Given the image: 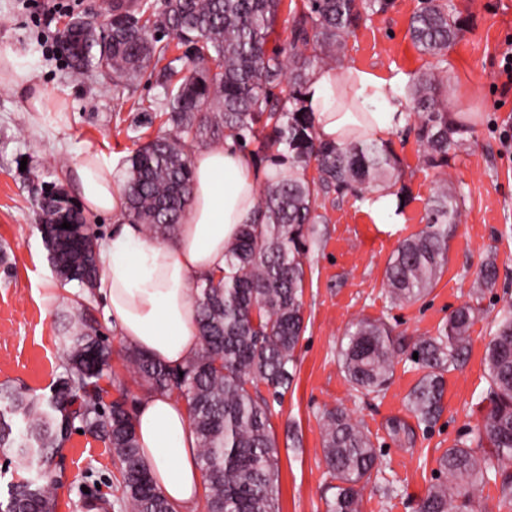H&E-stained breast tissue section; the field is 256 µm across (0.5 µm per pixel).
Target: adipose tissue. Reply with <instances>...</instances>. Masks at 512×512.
<instances>
[{"instance_id": "1", "label": "adipose tissue", "mask_w": 512, "mask_h": 512, "mask_svg": "<svg viewBox=\"0 0 512 512\" xmlns=\"http://www.w3.org/2000/svg\"><path fill=\"white\" fill-rule=\"evenodd\" d=\"M0 85L27 90V110L45 112L34 72L9 51L0 53ZM405 98L403 85L358 65L315 69L303 96L319 139L339 145L388 138L406 122ZM188 152L192 199L166 241L149 239L141 225L125 221L121 175L95 148H86L63 173L88 217L114 223L99 247L103 273L96 288L108 325L126 344L170 367L181 366L201 347L192 290L197 282L223 277L228 246L257 216L261 178L254 158L234 137L192 145ZM136 433L143 461L176 512H198L202 472L186 406L167 393L143 399Z\"/></svg>"}]
</instances>
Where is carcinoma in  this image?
I'll return each instance as SVG.
<instances>
[{"instance_id":"1","label":"carcinoma","mask_w":512,"mask_h":512,"mask_svg":"<svg viewBox=\"0 0 512 512\" xmlns=\"http://www.w3.org/2000/svg\"><path fill=\"white\" fill-rule=\"evenodd\" d=\"M394 0H112V19L80 27L59 52L76 74L95 73L120 98L149 75L163 99L141 109L135 129L152 126L157 114L166 129L140 144L126 159V219L156 237L181 224L192 197L193 172L187 143H211L230 135L266 163L258 220L242 227L226 252L224 278L197 284L200 351L183 367H166L127 346L126 359L138 383L150 391L178 392L189 406L204 474L206 512H278V451L272 411L294 380L296 349L305 330L304 256L311 225L320 223L318 200L331 192L363 197L390 180L397 156L385 142L363 138L342 145L321 141L303 93L311 72L339 64L346 41L359 22L385 13ZM291 26L277 30L281 12ZM464 30L446 0H423L412 16L410 37L436 65L407 89L409 118L417 123L423 162L448 165L450 152L464 145L463 128L448 119L437 93L444 88L442 64L448 47ZM315 163L317 175L304 171ZM49 259L63 282L93 292L100 276L98 236L83 213L60 195L40 203ZM461 216V197L441 185L427 211L426 227L402 241L389 259L385 281L392 300L423 298L448 263V239ZM71 229L61 228L64 222ZM494 259L481 264L477 284L490 288ZM474 312L457 309L436 337L415 342L408 353L423 370L407 406L416 426L427 431L441 412L443 374L469 345ZM93 309L78 316L63 337L66 375L46 403L24 400L0 387V452L16 459L36 478L11 485L0 512H54L56 469L63 445L80 422L100 438L118 463L115 512H174L156 487L139 454L135 411L120 396L103 404L99 381L111 352L97 330ZM403 348L380 320L350 324L338 351L348 381L362 395L379 396L389 386ZM489 407L475 435L446 449L439 477L418 512H473L474 492L489 472L501 477L500 504L512 505V305L504 308L485 356ZM414 426V427H416ZM414 427L393 419L389 436L412 443ZM322 454L330 482L326 512H361L362 490L379 471V456L368 434L346 409L321 415Z\"/></svg>"}]
</instances>
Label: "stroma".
Returning <instances> with one entry per match:
<instances>
[{
	"mask_svg": "<svg viewBox=\"0 0 512 512\" xmlns=\"http://www.w3.org/2000/svg\"><path fill=\"white\" fill-rule=\"evenodd\" d=\"M111 0H79L72 14L33 16L24 0H0V51H13L36 75L49 101L71 107L68 121L53 113L34 116L24 91L0 86V385L51 397L64 376L63 326L82 306L101 311L94 295L77 283H61L38 229L37 206L45 189L68 191L62 172L90 145L123 163L134 144L130 127L137 102H153L163 90L151 81L135 84L123 98L105 92L96 76H73L57 52L56 39L69 17L102 19ZM465 23L462 38L448 50V87L442 100L459 113L466 149L447 167L424 168L412 124L390 138L400 177L393 188L403 203L399 224H376L352 196L319 200L323 216L308 241L304 317L307 329L296 351L292 387L271 418L279 454L280 512H326L329 481L322 460L320 415L344 406L369 434L381 472L363 491V512H416L433 483L437 459L476 431L488 388L483 363L497 312L512 303V91L501 90L502 51L512 40V0H450ZM419 0H395L393 8L360 23L348 38L343 64L359 65L403 81L430 68L433 60L412 45L408 27ZM463 197L460 222L448 242V264L424 298L393 303L385 268L397 245L426 226L430 199L440 185ZM495 258V288L475 292L473 282L486 258ZM53 302H46V295ZM476 311L470 343L460 363L445 372L443 411L414 445L391 441V418L409 419L406 397L422 372L413 362L396 364L389 389L365 397L348 382L338 359L347 326L358 319L381 320L402 345L437 336L453 311ZM98 328L112 349V372L103 381L105 401L125 396L137 407L148 395L124 357V343L106 320ZM60 473L56 512H84L86 494L105 501L117 493V466L109 448L90 433H70ZM397 485L384 495L385 482Z\"/></svg>",
	"mask_w": 512,
	"mask_h": 512,
	"instance_id": "stroma-1",
	"label": "stroma"
}]
</instances>
